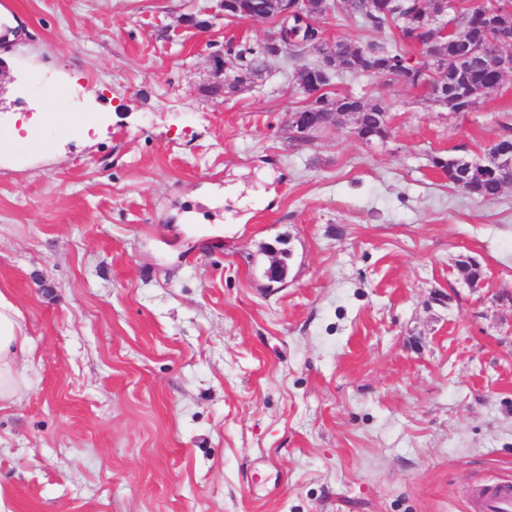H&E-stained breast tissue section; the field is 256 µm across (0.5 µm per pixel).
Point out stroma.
Returning a JSON list of instances; mask_svg holds the SVG:
<instances>
[{
	"label": "stroma",
	"instance_id": "obj_1",
	"mask_svg": "<svg viewBox=\"0 0 512 512\" xmlns=\"http://www.w3.org/2000/svg\"><path fill=\"white\" fill-rule=\"evenodd\" d=\"M15 3L0 133L31 120L42 140L0 151V292L33 342L0 402L12 512H470L474 487L512 483V187L487 202L430 164L486 158L512 73L465 113L336 76L389 106L390 137L346 119L300 142L318 52L227 96L211 71L270 20Z\"/></svg>",
	"mask_w": 512,
	"mask_h": 512
}]
</instances>
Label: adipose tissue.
Here are the masks:
<instances>
[{
  "label": "adipose tissue",
  "instance_id": "ef3b65f1",
  "mask_svg": "<svg viewBox=\"0 0 512 512\" xmlns=\"http://www.w3.org/2000/svg\"><path fill=\"white\" fill-rule=\"evenodd\" d=\"M31 353V341L24 330L19 309L0 293V402L16 395L19 366Z\"/></svg>",
  "mask_w": 512,
  "mask_h": 512
}]
</instances>
